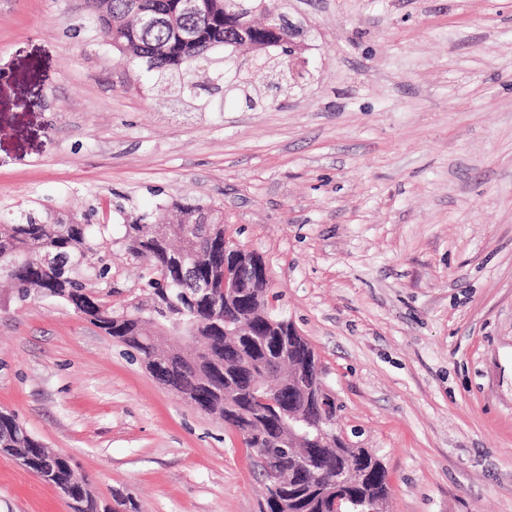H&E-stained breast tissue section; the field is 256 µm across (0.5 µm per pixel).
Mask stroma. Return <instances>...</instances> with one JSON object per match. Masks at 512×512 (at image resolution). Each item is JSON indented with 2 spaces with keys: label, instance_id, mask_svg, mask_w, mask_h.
<instances>
[{
  "label": "stroma",
  "instance_id": "35a3bbf8",
  "mask_svg": "<svg viewBox=\"0 0 512 512\" xmlns=\"http://www.w3.org/2000/svg\"><path fill=\"white\" fill-rule=\"evenodd\" d=\"M303 75L176 103L86 0H0V224L191 197L268 264L389 512H512V0H286ZM0 409L141 512H260L240 437L62 303L0 305ZM0 512H71L0 454Z\"/></svg>",
  "mask_w": 512,
  "mask_h": 512
}]
</instances>
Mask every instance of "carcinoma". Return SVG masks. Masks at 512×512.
<instances>
[{"instance_id": "cac0c4a2", "label": "carcinoma", "mask_w": 512, "mask_h": 512, "mask_svg": "<svg viewBox=\"0 0 512 512\" xmlns=\"http://www.w3.org/2000/svg\"><path fill=\"white\" fill-rule=\"evenodd\" d=\"M101 31L112 49L133 65L143 64L156 83L183 76L178 94L198 97L201 70L213 72L215 92L224 88L230 59L216 58L213 50L236 40L235 8L227 0H206L195 13L181 11L179 0H88ZM140 14L161 20L144 27ZM253 42L259 47L277 44L288 55V32L270 23L256 29ZM170 212L168 221L151 222L152 215L139 214L118 226L87 224L85 215L23 210L8 224H0V283L9 288L6 301L30 299L71 306L113 341L133 351L152 375L182 393L197 409L220 417L238 432L249 450L265 451L275 464L288 471V480L278 499L288 501L289 512H330L329 481L336 471L345 472L340 487L354 512L388 501V476L380 459L336 438L338 405H333L326 426L330 436L324 446L311 444L317 433L298 423L293 437L278 425L279 406L287 400L300 403V392H276L280 379L293 375L317 360L304 338L288 337V316L276 305L279 295L260 288L262 316L236 320L235 336H226L208 325L209 302L197 295L189 281L174 283L169 258L182 243L167 235L168 226L194 221L215 205L184 198L161 207ZM224 241V225L215 221L199 224L192 245L202 251L201 276H216L213 294L224 298V251L213 244ZM120 245L142 264V295L114 306L112 296V244ZM45 254L55 264L43 266ZM234 389L247 416L224 413V389ZM27 459L28 472L67 492L72 512H109L104 499L93 494L89 481L74 479L73 458L56 453L33 436L19 417L0 412V454Z\"/></svg>"}]
</instances>
